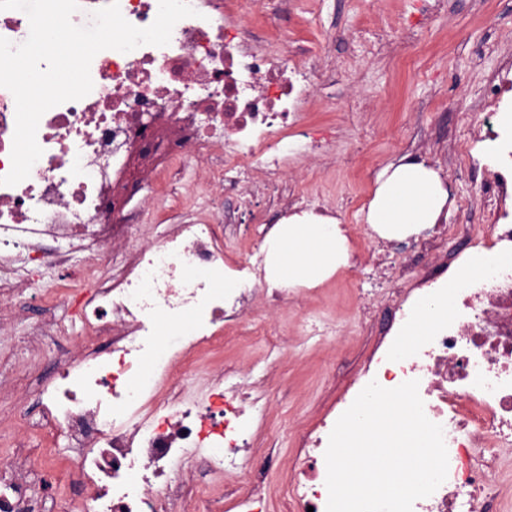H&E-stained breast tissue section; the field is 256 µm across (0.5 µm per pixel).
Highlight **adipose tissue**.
Listing matches in <instances>:
<instances>
[{
    "instance_id": "obj_1",
    "label": "adipose tissue",
    "mask_w": 512,
    "mask_h": 512,
    "mask_svg": "<svg viewBox=\"0 0 512 512\" xmlns=\"http://www.w3.org/2000/svg\"><path fill=\"white\" fill-rule=\"evenodd\" d=\"M448 191L440 173L422 162L392 164L378 176L364 222L380 237L402 239L438 223ZM272 288L313 287L348 267V238L338 219L303 210L266 240Z\"/></svg>"
}]
</instances>
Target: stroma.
<instances>
[{
  "label": "stroma",
  "instance_id": "1",
  "mask_svg": "<svg viewBox=\"0 0 512 512\" xmlns=\"http://www.w3.org/2000/svg\"><path fill=\"white\" fill-rule=\"evenodd\" d=\"M289 52L314 55L318 90L303 107L301 124L323 146L290 159L283 176L289 194L311 188L348 230L362 221L379 172L415 157L434 165L448 189V216L426 229L437 262H447L466 243L463 227L512 214V192L493 199L481 183L493 159L481 140L483 114L477 107L491 77L512 69V0H287L277 20ZM352 271H341L316 289L269 307L276 320L278 360L268 348L249 351L229 343L214 360L218 369L256 365L265 373L275 453L287 466L296 423L320 418L342 393L390 320L401 287L385 266L387 248L357 238ZM375 292L371 311L358 308L348 284ZM24 310L0 331V380L13 386L0 400V457L22 413L34 411L40 383L58 360L74 349L77 334L42 337L40 356L20 340L45 315ZM326 312L344 335L326 343L297 336L303 314Z\"/></svg>",
  "mask_w": 512,
  "mask_h": 512
}]
</instances>
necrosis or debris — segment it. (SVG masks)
Returning <instances> with one entry per match:
<instances>
[{
	"instance_id": "obj_1",
	"label": "necrosis or debris",
	"mask_w": 512,
	"mask_h": 512,
	"mask_svg": "<svg viewBox=\"0 0 512 512\" xmlns=\"http://www.w3.org/2000/svg\"><path fill=\"white\" fill-rule=\"evenodd\" d=\"M188 2L196 14L175 24L168 45L97 53L92 91L41 117L43 154L29 177L0 185V325L27 288L44 310L77 300L84 340L40 391L38 437H62L67 451L48 459L22 440L1 457L0 512H252L271 492L289 512H326L336 421L368 383L413 379L448 454L446 480L413 512H490L512 455V266L491 263L512 254L511 223L467 229L466 251L444 268L428 261L429 240L397 243L393 266L416 286L335 403L298 430L287 469L257 475L247 462L268 400L262 382L213 371L210 396H193L198 366L226 329L272 333L255 302L282 292L266 282L272 226L255 212L251 184L262 168L267 204L282 201L277 179L306 147L296 126L315 64L282 51L272 19L244 28V0ZM205 159L210 191L238 192L258 226L244 258L208 209L167 221L173 178ZM148 214L157 230L147 239ZM46 236L59 248L43 252ZM409 250L424 258L420 271ZM77 252L86 255L78 267ZM228 273L239 285L220 289ZM424 313L433 322L411 339ZM146 363L155 382L140 375Z\"/></svg>"
}]
</instances>
